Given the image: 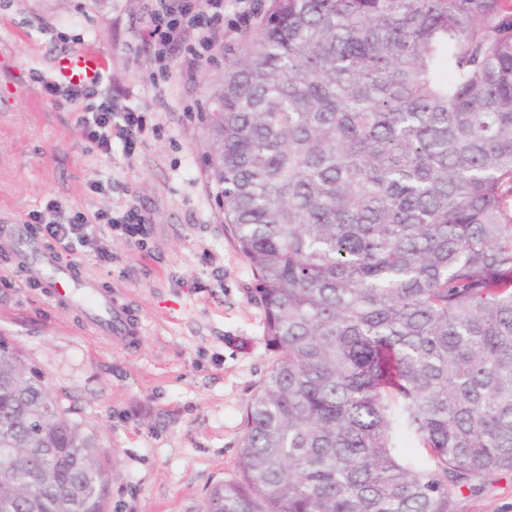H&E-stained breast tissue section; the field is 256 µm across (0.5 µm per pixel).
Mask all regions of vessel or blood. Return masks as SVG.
Returning <instances> with one entry per match:
<instances>
[{
  "label": "vessel or blood",
  "mask_w": 512,
  "mask_h": 512,
  "mask_svg": "<svg viewBox=\"0 0 512 512\" xmlns=\"http://www.w3.org/2000/svg\"><path fill=\"white\" fill-rule=\"evenodd\" d=\"M105 68L104 57L92 49L65 55L57 64L63 80L83 85L97 80ZM0 235L12 248L19 265L36 268L35 283L43 294L79 309L87 328L107 338L121 337L131 344L139 341L142 328L138 315L80 263L62 261L53 247L31 239L27 225H9Z\"/></svg>",
  "instance_id": "obj_1"
}]
</instances>
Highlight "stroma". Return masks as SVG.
I'll list each match as a JSON object with an SVG mask.
<instances>
[{
  "label": "stroma",
  "mask_w": 512,
  "mask_h": 512,
  "mask_svg": "<svg viewBox=\"0 0 512 512\" xmlns=\"http://www.w3.org/2000/svg\"><path fill=\"white\" fill-rule=\"evenodd\" d=\"M265 6L224 0L220 49L190 67L192 34L156 62L144 0H0V215L28 222L58 202L66 216L148 219L135 240L95 224L73 254L139 315L131 347L85 332L77 311L27 288L34 268L0 249V342L108 450L109 512H203L207 490L237 474L247 405L276 360L208 177L206 130L208 76ZM87 48L107 61L97 102L144 119L132 147L116 139L107 155L76 123L82 102L35 80ZM452 512H512V473L456 493Z\"/></svg>",
  "instance_id": "obj_1"
}]
</instances>
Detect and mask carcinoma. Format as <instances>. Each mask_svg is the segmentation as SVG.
<instances>
[{"label": "carcinoma", "mask_w": 512, "mask_h": 512, "mask_svg": "<svg viewBox=\"0 0 512 512\" xmlns=\"http://www.w3.org/2000/svg\"><path fill=\"white\" fill-rule=\"evenodd\" d=\"M208 100L277 360L205 512H451L511 472L512 7L269 0ZM77 480L108 512L109 453L0 347V512Z\"/></svg>", "instance_id": "obj_1"}]
</instances>
